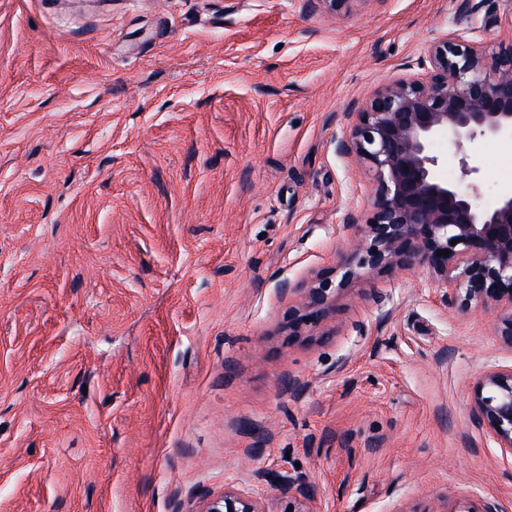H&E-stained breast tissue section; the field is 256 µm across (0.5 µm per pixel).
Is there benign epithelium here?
Instances as JSON below:
<instances>
[{
    "instance_id": "7a95c632",
    "label": "benign epithelium",
    "mask_w": 512,
    "mask_h": 512,
    "mask_svg": "<svg viewBox=\"0 0 512 512\" xmlns=\"http://www.w3.org/2000/svg\"><path fill=\"white\" fill-rule=\"evenodd\" d=\"M309 10L336 13L354 0H304ZM410 73L349 107L351 122L336 150L372 176V211L365 222L349 213L354 247L304 288L288 309V335L306 336L333 315L348 287L373 274L422 266L461 313L496 312L495 333L512 348V190L492 207L480 204L476 184L482 141L512 137V42L489 45L459 33L430 43ZM458 155L459 175L442 174L436 139ZM456 244H451L452 240ZM448 249L447 256L437 251ZM471 412L479 428L512 454V366L493 367L474 382ZM296 488L288 512H321L313 491ZM201 512H268L261 500L233 487Z\"/></svg>"
}]
</instances>
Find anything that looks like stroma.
Here are the masks:
<instances>
[{
    "label": "stroma",
    "instance_id": "35a3bbf8",
    "mask_svg": "<svg viewBox=\"0 0 512 512\" xmlns=\"http://www.w3.org/2000/svg\"><path fill=\"white\" fill-rule=\"evenodd\" d=\"M0 0V512H512L470 391L512 366L495 315L422 267L289 339L282 283L372 209L347 107L446 33L512 41V0ZM479 188H512V139ZM264 469L269 477L257 480ZM279 481L288 487V492L297 485L296 493L298 495L292 496L293 501L289 502L288 511L284 512H321L314 492L308 489L301 480L288 472L286 475H281ZM268 512L261 500L241 493L233 487H225L224 493L206 502L200 512Z\"/></svg>",
    "mask_w": 512,
    "mask_h": 512
}]
</instances>
